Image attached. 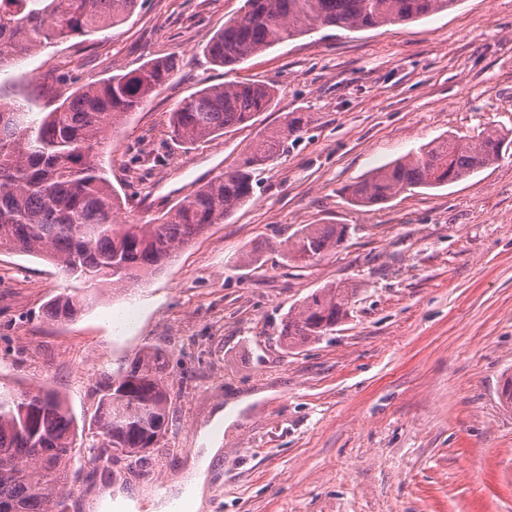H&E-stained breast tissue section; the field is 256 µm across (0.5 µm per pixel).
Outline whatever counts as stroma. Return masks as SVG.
<instances>
[{"label": "stroma", "mask_w": 512, "mask_h": 512, "mask_svg": "<svg viewBox=\"0 0 512 512\" xmlns=\"http://www.w3.org/2000/svg\"><path fill=\"white\" fill-rule=\"evenodd\" d=\"M243 0H140L124 23L0 69V91L48 101L84 84L174 62L170 81L98 157L127 205L159 217L231 169L286 113L310 121L257 172L253 195L139 286L87 292L43 259L0 254V387L61 391L83 429L67 512H135L185 479L217 443L202 512H512V148L467 180L386 203L347 187L436 138L512 133V0L367 30L317 26L232 67L204 48ZM262 82L277 99L250 126L192 146L171 136L176 105L204 86ZM304 224H345L344 242L299 267ZM255 259L246 263L244 252ZM348 283L347 317L285 347L289 312ZM60 294L73 321L46 320ZM146 346L166 360L169 430L146 460L98 461L106 378ZM224 428L211 430L216 416ZM83 305V301L80 303L72 296L61 295L49 301L46 317L53 322L73 321Z\"/></svg>", "instance_id": "stroma-1"}]
</instances>
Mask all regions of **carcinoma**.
Instances as JSON below:
<instances>
[{"mask_svg":"<svg viewBox=\"0 0 512 512\" xmlns=\"http://www.w3.org/2000/svg\"><path fill=\"white\" fill-rule=\"evenodd\" d=\"M458 0H244L245 16L224 23L205 46L217 66L230 67L310 31L313 26L366 30L410 23L456 6ZM138 0H0V68L42 47L123 23ZM169 59L150 60L125 74L87 83L52 109L23 106L0 93V252L41 258L89 286L127 288L155 273L212 224H222L253 194L255 173L275 159L309 115L291 112L266 130L232 169L199 186L149 224L117 220L125 201L95 163L106 136L166 84ZM275 102L272 86L238 82L203 87L171 113L172 136L194 145L252 121ZM512 143L496 131L463 141L438 138L376 169L346 188L369 206L414 188L460 182L496 162ZM342 224H304L287 260L309 262L336 249ZM353 288L317 289L288 315L289 345L329 334L347 316ZM83 304L69 295L49 301L47 319L72 321ZM164 357L143 348L129 367L107 378L96 415L99 447L140 460L167 434L171 394ZM78 425L66 398L52 389H0V512H66Z\"/></svg>","mask_w":512,"mask_h":512,"instance_id":"1","label":"carcinoma"}]
</instances>
